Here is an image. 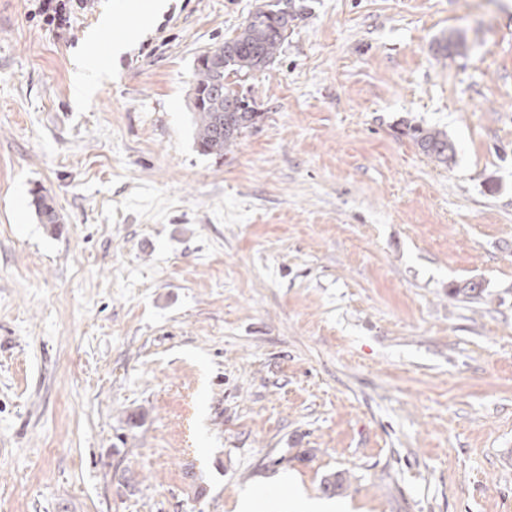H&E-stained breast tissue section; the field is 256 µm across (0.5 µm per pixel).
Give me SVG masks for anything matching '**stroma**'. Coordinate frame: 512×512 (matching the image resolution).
<instances>
[{"label": "stroma", "instance_id": "obj_1", "mask_svg": "<svg viewBox=\"0 0 512 512\" xmlns=\"http://www.w3.org/2000/svg\"><path fill=\"white\" fill-rule=\"evenodd\" d=\"M125 2L0 0V512H512V0H295L220 157L196 60L259 0H169L76 100ZM90 0H35L36 9L42 21L56 29H65L70 25L75 9L84 10ZM96 36L89 34L78 52L79 59L76 62V70L73 73V88L77 95L82 96L87 93L88 73L93 69H103L104 66L99 61L95 53ZM412 138L426 156L441 166L448 167L455 157L454 144L440 131L414 128Z\"/></svg>", "mask_w": 512, "mask_h": 512}]
</instances>
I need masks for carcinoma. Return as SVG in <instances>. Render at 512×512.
<instances>
[{
  "label": "carcinoma",
  "instance_id": "cac0c4a2",
  "mask_svg": "<svg viewBox=\"0 0 512 512\" xmlns=\"http://www.w3.org/2000/svg\"><path fill=\"white\" fill-rule=\"evenodd\" d=\"M297 18L293 10L262 7L251 14L234 38L212 46L198 57L192 111L196 147L201 154L224 155V150L261 116L250 103L224 86V70L247 75L268 68L287 39V27ZM217 56L224 58L225 69L213 63ZM412 138L426 156L441 166H448L455 157L454 144L440 131L416 128ZM33 204L41 223H59V216L46 196H35Z\"/></svg>",
  "mask_w": 512,
  "mask_h": 512
}]
</instances>
